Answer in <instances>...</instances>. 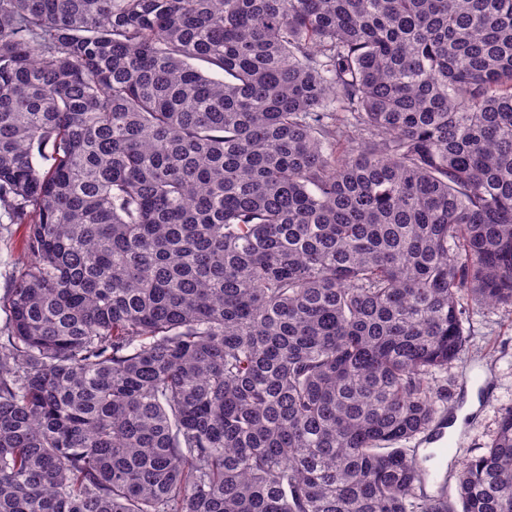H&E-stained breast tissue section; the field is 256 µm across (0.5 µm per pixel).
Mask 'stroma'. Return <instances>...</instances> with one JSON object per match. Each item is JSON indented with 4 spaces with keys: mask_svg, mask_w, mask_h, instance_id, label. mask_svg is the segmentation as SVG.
Segmentation results:
<instances>
[{
    "mask_svg": "<svg viewBox=\"0 0 512 512\" xmlns=\"http://www.w3.org/2000/svg\"><path fill=\"white\" fill-rule=\"evenodd\" d=\"M25 235V225L10 223L0 211V336L9 330L7 297L24 269ZM438 380L454 394L448 415L462 418L448 454L459 462L489 442L497 410L512 405V307L475 313L466 361L449 366Z\"/></svg>",
    "mask_w": 512,
    "mask_h": 512,
    "instance_id": "35a3bbf8",
    "label": "stroma"
}]
</instances>
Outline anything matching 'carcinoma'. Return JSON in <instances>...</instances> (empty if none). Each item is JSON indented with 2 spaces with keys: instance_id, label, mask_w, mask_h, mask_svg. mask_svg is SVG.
<instances>
[{
  "instance_id": "obj_1",
  "label": "carcinoma",
  "mask_w": 512,
  "mask_h": 512,
  "mask_svg": "<svg viewBox=\"0 0 512 512\" xmlns=\"http://www.w3.org/2000/svg\"><path fill=\"white\" fill-rule=\"evenodd\" d=\"M0 512H512V0H0ZM25 224H10L0 208V336L9 330L7 297L24 269ZM480 373L493 389V399L485 402L472 385L474 373ZM440 384L448 382L454 399L441 415L465 413L456 430V445L448 452L443 469L477 454L491 438L497 410L512 405V307L502 305L478 310L471 324L468 358L448 366V372L437 375Z\"/></svg>"
}]
</instances>
